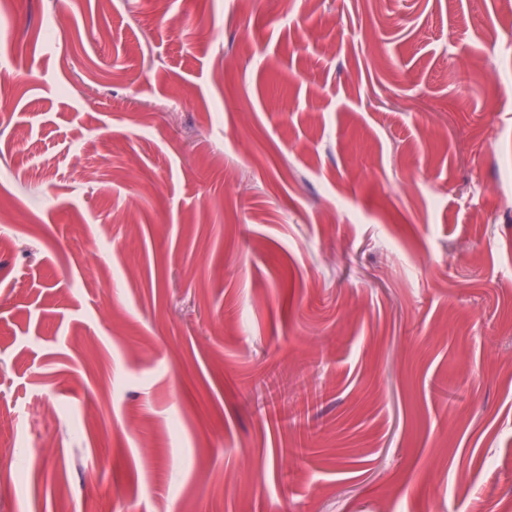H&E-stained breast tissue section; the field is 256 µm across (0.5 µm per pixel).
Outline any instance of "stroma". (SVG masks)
<instances>
[{
	"mask_svg": "<svg viewBox=\"0 0 512 512\" xmlns=\"http://www.w3.org/2000/svg\"><path fill=\"white\" fill-rule=\"evenodd\" d=\"M493 501L512 11L0 0V512Z\"/></svg>",
	"mask_w": 512,
	"mask_h": 512,
	"instance_id": "1",
	"label": "stroma"
}]
</instances>
